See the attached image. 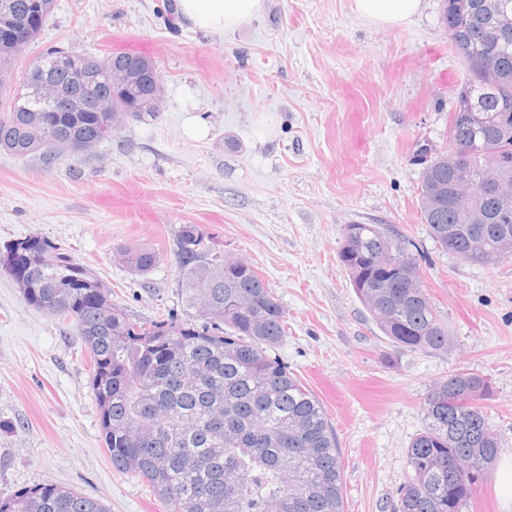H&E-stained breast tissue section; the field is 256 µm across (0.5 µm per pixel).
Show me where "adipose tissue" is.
<instances>
[{"label":"adipose tissue","instance_id":"adipose-tissue-1","mask_svg":"<svg viewBox=\"0 0 512 512\" xmlns=\"http://www.w3.org/2000/svg\"><path fill=\"white\" fill-rule=\"evenodd\" d=\"M264 0H176V10L192 27L225 32L248 26ZM423 0H354L356 14L379 28H393L417 15Z\"/></svg>","mask_w":512,"mask_h":512}]
</instances>
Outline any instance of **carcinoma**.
Wrapping results in <instances>:
<instances>
[{
	"mask_svg": "<svg viewBox=\"0 0 512 512\" xmlns=\"http://www.w3.org/2000/svg\"><path fill=\"white\" fill-rule=\"evenodd\" d=\"M512 0H443L442 21L456 5L474 16L448 30L469 80L454 100L471 101L470 117L448 113V139L468 147L462 168L471 177L486 173L487 156L499 157L497 173L512 178V31L491 47L479 16L485 6ZM60 47L37 53L44 74L56 85L73 79L59 62ZM492 55L494 66L483 61ZM86 112H43L39 124L28 109L27 70L0 80V149L51 161L71 144L95 149L112 138L125 118L122 96L106 74L86 83ZM448 152L426 161L420 191L429 179L451 181L442 164ZM489 213L483 224V255L465 260L492 265L505 236L512 238V205L505 210L477 197ZM430 236L448 251L447 208L422 210ZM355 240H341L338 259L352 270L355 294L380 332L399 350L448 348V327L421 288H361L357 282L385 279L393 271L374 262L392 252L421 276L405 242L383 224H346ZM14 255L0 276L27 282V303L71 322L85 347L90 384L100 410L104 447L112 467L146 481L165 512H343L341 462L336 435L314 394L271 355L286 332L282 306L260 273L244 259L227 256L194 224L179 231L176 263L190 301L202 308L196 325L168 319H140L112 303L84 265L52 241L33 235L0 246ZM121 254L135 274L146 275L160 255L126 246ZM66 285L61 293L56 285ZM488 380L460 370L437 382L423 404L424 426L410 442L406 481L396 491L393 512H463L476 484L496 460L500 444L490 425L472 419L484 413ZM0 512H108L78 490L39 482L0 499Z\"/></svg>",
	"mask_w": 512,
	"mask_h": 512,
	"instance_id": "cac0c4a2",
	"label": "carcinoma"
}]
</instances>
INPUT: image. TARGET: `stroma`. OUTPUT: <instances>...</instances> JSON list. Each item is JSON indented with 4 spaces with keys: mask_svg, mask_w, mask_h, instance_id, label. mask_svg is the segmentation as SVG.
Segmentation results:
<instances>
[{
    "mask_svg": "<svg viewBox=\"0 0 512 512\" xmlns=\"http://www.w3.org/2000/svg\"><path fill=\"white\" fill-rule=\"evenodd\" d=\"M168 2L55 0L36 49L149 57L162 110L48 165L0 150V244L45 237L129 314L193 322L175 263L181 227L247 259L285 312L274 354L336 434L344 512H392L424 399L456 371L489 380L487 420L500 457L512 456V259L443 252L421 214L417 157L447 150L448 100L467 79L441 0L388 30L353 0H264L251 25L224 33L170 28ZM347 224L410 241L447 350L399 352L378 330L338 260ZM123 246L161 260L134 274ZM90 377L74 326L0 276V498L45 481L110 512H163L144 482L113 469Z\"/></svg>",
    "mask_w": 512,
    "mask_h": 512,
    "instance_id": "stroma-1",
    "label": "stroma"
}]
</instances>
